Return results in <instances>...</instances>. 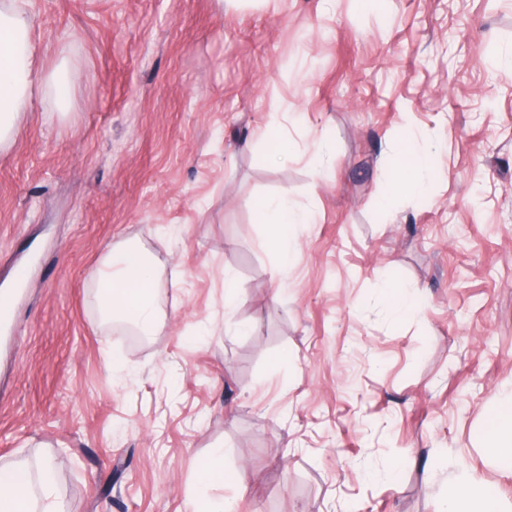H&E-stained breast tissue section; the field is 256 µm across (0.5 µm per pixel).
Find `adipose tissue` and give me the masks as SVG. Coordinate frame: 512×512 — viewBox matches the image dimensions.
<instances>
[{"label":"adipose tissue","instance_id":"obj_1","mask_svg":"<svg viewBox=\"0 0 512 512\" xmlns=\"http://www.w3.org/2000/svg\"><path fill=\"white\" fill-rule=\"evenodd\" d=\"M41 45L31 24L27 0H0V148L11 143L20 115L32 111L41 85L58 83L57 72H40L36 60ZM257 210L282 261L297 252L292 224L308 221L287 197L261 200ZM160 273L145 249L127 246L108 254L93 274L97 298L105 317L132 321L143 335H152L162 322L157 302ZM491 455L512 462V396L504 398L488 435ZM0 512H66L56 493L52 467L39 475L22 465L0 468Z\"/></svg>","mask_w":512,"mask_h":512}]
</instances>
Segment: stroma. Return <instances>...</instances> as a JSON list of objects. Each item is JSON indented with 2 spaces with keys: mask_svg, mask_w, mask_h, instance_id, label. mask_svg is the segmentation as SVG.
Segmentation results:
<instances>
[{
  "mask_svg": "<svg viewBox=\"0 0 512 512\" xmlns=\"http://www.w3.org/2000/svg\"><path fill=\"white\" fill-rule=\"evenodd\" d=\"M30 16L38 67L68 85L0 152V286L25 273L0 332V463L53 466L67 512H444L466 486L512 512L486 442L512 394V0ZM406 141L434 161L419 189ZM282 194L311 221L276 281L255 203ZM122 242L162 272L167 321L140 343L89 280ZM387 283L419 309L394 319ZM217 462L247 486L201 490Z\"/></svg>",
  "mask_w": 512,
  "mask_h": 512,
  "instance_id": "1",
  "label": "stroma"
}]
</instances>
